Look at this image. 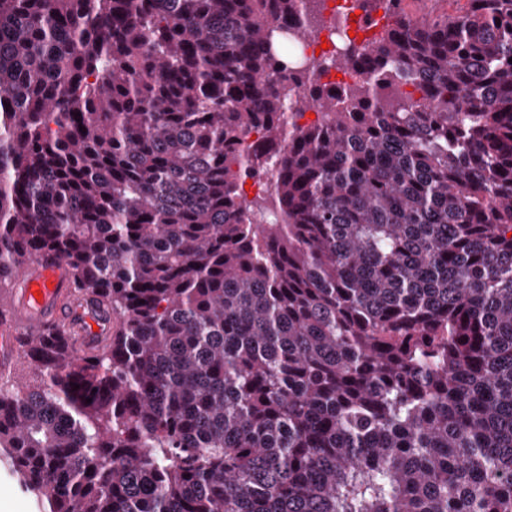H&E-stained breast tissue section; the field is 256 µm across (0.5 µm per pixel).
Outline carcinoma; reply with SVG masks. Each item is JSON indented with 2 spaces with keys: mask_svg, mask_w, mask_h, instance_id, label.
<instances>
[{
  "mask_svg": "<svg viewBox=\"0 0 512 512\" xmlns=\"http://www.w3.org/2000/svg\"><path fill=\"white\" fill-rule=\"evenodd\" d=\"M354 2L364 85L289 126L323 0H0V289L41 253L112 321L0 376L39 512H512V0Z\"/></svg>",
  "mask_w": 512,
  "mask_h": 512,
  "instance_id": "carcinoma-1",
  "label": "carcinoma"
}]
</instances>
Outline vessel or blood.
<instances>
[{
	"instance_id": "1",
	"label": "vessel or blood",
	"mask_w": 512,
	"mask_h": 512,
	"mask_svg": "<svg viewBox=\"0 0 512 512\" xmlns=\"http://www.w3.org/2000/svg\"><path fill=\"white\" fill-rule=\"evenodd\" d=\"M16 297L0 314V374H7L21 354L22 339L43 325L79 329L81 353H89L100 339V312L71 301L69 275L64 267L41 256L30 257L18 274Z\"/></svg>"
}]
</instances>
